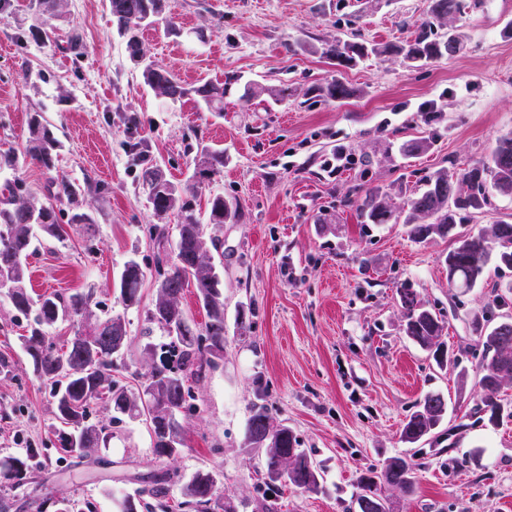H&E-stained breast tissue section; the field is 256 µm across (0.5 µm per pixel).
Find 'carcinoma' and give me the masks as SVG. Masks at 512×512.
I'll use <instances>...</instances> for the list:
<instances>
[{
	"label": "carcinoma",
	"mask_w": 512,
	"mask_h": 512,
	"mask_svg": "<svg viewBox=\"0 0 512 512\" xmlns=\"http://www.w3.org/2000/svg\"><path fill=\"white\" fill-rule=\"evenodd\" d=\"M112 22L119 35L125 38L126 51L138 67L143 82L156 95L179 101L194 93L197 102L210 112H224V94L239 81L232 74L222 83L201 82L188 89L173 73L156 64L139 38L140 30L164 19L166 0H108ZM30 7L54 17L62 15L63 0H30ZM462 0H429L428 19L414 37L382 47L360 42L338 41L323 55L338 67L349 68L370 55L389 54L409 63L427 62L450 54L453 47L463 45L464 35L454 26L462 14ZM166 20V19H164ZM166 31L176 32L172 20H166ZM328 99H341L349 90L340 80L332 78L316 88ZM266 94L273 101L288 98V88L282 86L244 89L243 97ZM60 147L46 125L38 117L30 123L29 144L24 156L12 152L0 154V169H14L19 159L39 163L47 171L55 169L53 155ZM134 164L139 167V181L147 191L153 214L159 219L174 215L179 220L178 238L170 258L165 283L155 289L151 308L145 311V335L155 329L169 338L161 346L159 362L144 374L142 392L128 391L120 377L112 374L115 361L123 358L128 346V331L124 317L96 314L97 303L93 292L69 295L49 294L32 297L25 287L27 259L46 238L60 243L67 241L71 232L95 223L92 214L81 200V188L68 178L57 174L48 180V200L22 189L15 182L9 185V196L0 204V294L18 312L35 313L34 323L21 337L22 347L31 359L34 372L49 387L53 399L56 429L60 451L82 458H91L112 440L110 426L89 421L92 404L106 403L112 411V420L125 418L139 420L148 428L153 459L174 460L183 452V426L179 418L191 397L189 381L220 366L224 360V293L214 287L212 274L219 270L213 263L210 247L216 239H206L202 224L194 213L192 200L196 186L193 182L176 183L158 173L154 162L141 143L130 145ZM224 173V150L203 148L194 159L193 176L211 179ZM512 197V134L502 136L486 159L455 172L440 170L426 178L422 187L408 200L404 223L411 225L414 240L425 242L435 236L449 237L454 247L448 251V283L453 288H473L485 279L488 265L495 264L498 273L512 271V224L498 220L485 232L464 234L457 226L466 223L472 214L491 204L492 194ZM68 205V219L59 223L56 207ZM360 214L367 224H387L398 219L389 202V194L375 188L365 194ZM235 216L224 196L208 200V221L216 230ZM153 277L152 269L130 257L119 277V300L126 307H138L142 302V286ZM196 288L199 302L207 321L198 326L192 323L181 307L184 287ZM405 309V333L422 347L432 352L438 366L447 363L444 343L440 341L443 325L436 313L419 299L417 291L405 286L399 290ZM70 321L79 331L67 338L59 348L51 335L58 323ZM476 331L484 338L485 355L480 379L481 410L490 412V420L502 416L512 419V408L505 409L500 395L505 383H512V330L500 331V324L475 321ZM448 405L439 395H428L410 416L403 428V438L415 443L428 435L447 413ZM247 440L265 448V485L271 489L277 484L313 490L319 485V473L307 458L293 432L286 426H275L268 408L254 402L247 422ZM36 453L29 448L25 453L0 460V478L9 490L26 492ZM219 475L213 471L198 470L182 485L183 501L194 512H233L230 501L218 491ZM415 466L404 457H392L381 471H369L358 482L359 512H371L369 505L384 502L382 488L393 487L404 493L415 488ZM166 495V479L157 477L151 486L126 496L119 507L121 512H138L146 496Z\"/></svg>",
	"instance_id": "carcinoma-1"
}]
</instances>
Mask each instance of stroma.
<instances>
[{
	"instance_id": "obj_1",
	"label": "stroma",
	"mask_w": 512,
	"mask_h": 512,
	"mask_svg": "<svg viewBox=\"0 0 512 512\" xmlns=\"http://www.w3.org/2000/svg\"><path fill=\"white\" fill-rule=\"evenodd\" d=\"M461 50L425 64L379 55L333 66L322 53L336 40L373 44L410 38L428 0H168L178 28L144 29L153 59L185 87L230 74L264 87L287 85L288 98L243 106L239 89L223 114L194 96L172 103L144 85L106 0H66L55 41L27 6L0 15V151L22 153L35 114L61 147L58 173L84 192L94 223L65 243L47 240L29 257L31 295L93 291L98 314L122 310L118 277L136 257L154 265L151 205L126 150L143 138L166 177L186 182L201 148L224 151V174L197 188L196 209L221 194L238 206L216 231L224 254V362L192 381L195 410L181 415L185 447L174 462L151 453L144 423H111L101 464L58 452L54 406L20 338L30 320L0 298V458L31 448L32 481L77 512H116L124 494L157 469L170 472L167 498L199 469L223 476L236 512H355L359 477L395 456L417 463L413 493L387 490L393 512H508L512 503V423L475 413L485 348L474 321L512 314L492 307L484 285H448L450 239L417 243L402 223L364 224L366 191H390L405 209L424 179L487 158L512 133V0H464ZM346 98L314 97L331 78ZM437 112L425 120L422 107ZM423 150L407 151L413 141ZM345 147L357 165L337 173L324 162ZM411 283L442 319L443 341L460 358L440 369L404 333L398 288ZM131 345L126 384L146 372L142 311H126ZM442 394L448 413L421 441L405 442L407 417L426 394ZM263 395L274 421L297 436L316 466L319 486L264 490L265 451L246 438L250 405Z\"/></svg>"
}]
</instances>
